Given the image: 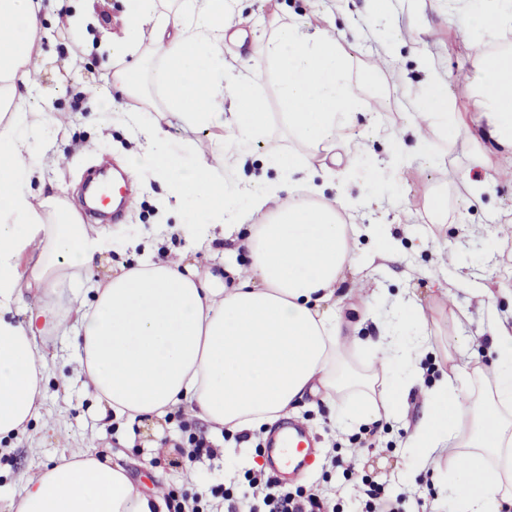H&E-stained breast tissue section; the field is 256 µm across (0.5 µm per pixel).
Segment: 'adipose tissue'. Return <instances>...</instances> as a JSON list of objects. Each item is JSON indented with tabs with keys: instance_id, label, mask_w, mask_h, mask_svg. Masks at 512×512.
Here are the masks:
<instances>
[{
	"instance_id": "ef3b65f1",
	"label": "adipose tissue",
	"mask_w": 512,
	"mask_h": 512,
	"mask_svg": "<svg viewBox=\"0 0 512 512\" xmlns=\"http://www.w3.org/2000/svg\"><path fill=\"white\" fill-rule=\"evenodd\" d=\"M126 27L111 44L113 58L137 55L151 45L159 66L146 63L112 74L117 98L142 95L146 85L164 93L163 110L192 128H217L224 147L217 162L245 154L263 137L267 104L255 74L277 81L281 117L289 136L306 152L269 154L280 177L256 189L218 178L217 163L196 158L186 140L169 145L159 118L131 113L145 140L129 169L144 180L165 183L172 198L191 199L203 221L182 226L196 244L215 240L216 229L251 222L248 268L229 265L224 275H198L181 263L146 254L94 288L92 304L59 301L65 283L78 278L102 253L103 238L81 223L55 192L33 194L37 165L28 141L47 113L29 111L27 89L41 55L34 34L38 0H0V439L25 431L36 417L51 334L74 330L80 371L99 403L117 417H163L186 406L213 426L232 431L274 425L295 412L307 395L335 403L345 392L357 405L338 418L340 427L406 410L422 384L420 362L429 346L422 335L407 347L391 336H358L337 305L345 281L361 279L353 266L354 241L345 214L358 201L338 183L325 198L315 182L311 151L323 148L332 161H352L345 137L363 93L378 68L351 74L339 38L324 26L288 23L270 35L262 63L247 59L239 69L224 65V38L235 24L234 0H179L170 12L161 0H125ZM464 5L465 26L478 55L472 117L456 112L447 83L427 55L425 93L413 115L418 145L430 138L489 142L512 158V0ZM193 163H185V156ZM32 265L22 258L31 247ZM42 291L25 321L13 311L23 289ZM495 359L490 366L451 362L424 392L426 410L414 429L422 461L447 456L448 494L457 512H501L512 504V326L493 323ZM407 369L403 384L387 379L393 361ZM162 494L146 495L125 466L98 458L93 448L62 454L27 479L15 512H165Z\"/></svg>"
}]
</instances>
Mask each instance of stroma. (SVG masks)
<instances>
[{
    "label": "stroma",
    "mask_w": 512,
    "mask_h": 512,
    "mask_svg": "<svg viewBox=\"0 0 512 512\" xmlns=\"http://www.w3.org/2000/svg\"><path fill=\"white\" fill-rule=\"evenodd\" d=\"M239 40L226 43V59L259 58L274 29L288 22L323 25L342 36L341 44L354 66L376 63L381 91L368 94L367 111L356 114L350 131L360 144L355 177L349 191L361 198L354 214L355 265L368 268L367 288L378 295L362 335L390 334L407 338L425 331L436 353L421 367L425 385H432L444 369V349L454 348L471 365L489 362L491 319L512 323V177L507 164L489 144L460 140L450 146L433 142L430 149L416 146L402 132L411 122L412 102L424 91L425 75L418 67L411 38L421 34L425 50L439 76L449 77L448 96L456 111H473L469 88L478 80L477 49L462 35V17L456 0H393L392 12L373 18L369 0H238ZM44 25L35 37L42 48L34 89L27 105L34 112L52 113L30 142L39 162V180L32 193L48 187L79 205V184L85 171L112 160L125 168L128 157L140 150L139 136L128 123L131 112L159 105L157 91L148 99L113 103L110 75L117 61L111 41L122 37L125 0H96L87 38L76 46L63 10L53 0H42ZM261 91L273 117L267 134L256 142L250 156L234 170L235 182L255 188L260 176L275 177L263 167L272 151L293 146L278 112V91L272 74L260 77ZM445 153L444 164L433 156ZM477 174L489 188L472 196L462 183L464 173ZM131 195L121 221L100 224L105 248L94 265L81 271L84 285L102 283L120 268L136 264L142 248L158 256L182 261L190 270L206 273L232 258L248 267L242 245L249 227L211 247H196L181 234L158 225L157 199L168 188L159 182L130 180ZM448 193V221L434 224L423 203L432 190ZM140 239L141 249L118 250L119 242ZM395 243L399 258L381 264L374 254L384 241ZM490 283L497 292L494 310L475 298L474 286ZM449 287V297L440 288ZM421 305V324L399 322L400 302ZM77 352L68 337H51L46 350V387L41 416L30 421L24 434L0 442V512L23 493V480L62 452L94 447L102 459L127 457L129 475L143 492L163 491L169 512L182 499H197L210 512L217 493L240 500L246 475L269 469L264 453L265 430L246 433L213 429L190 409H179L164 419L128 422L102 416L92 388L77 380ZM423 409L422 397L410 399L399 420H379L349 431L332 425L330 412L316 397L298 405L294 422L314 436L317 448L311 467L298 477L281 478L288 491L317 487L325 491L336 512H359L365 483L381 490L383 512H455L445 497V462L421 471L417 468L411 434ZM203 439L208 449L194 453L190 438Z\"/></svg>",
    "instance_id": "obj_1"
}]
</instances>
